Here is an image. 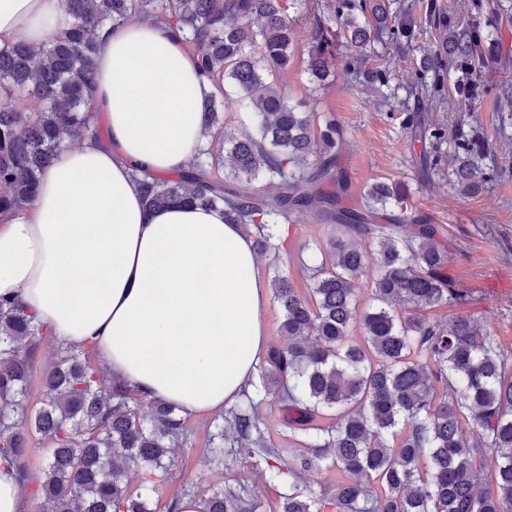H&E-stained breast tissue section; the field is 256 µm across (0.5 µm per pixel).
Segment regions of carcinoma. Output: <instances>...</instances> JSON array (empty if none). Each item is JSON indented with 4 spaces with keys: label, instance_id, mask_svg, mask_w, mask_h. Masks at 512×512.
Returning a JSON list of instances; mask_svg holds the SVG:
<instances>
[{
    "label": "carcinoma",
    "instance_id": "carcinoma-1",
    "mask_svg": "<svg viewBox=\"0 0 512 512\" xmlns=\"http://www.w3.org/2000/svg\"><path fill=\"white\" fill-rule=\"evenodd\" d=\"M306 0H65L71 29L35 49L0 51V217L30 205L41 173L57 152L86 136L105 141L94 95L93 63L99 30L132 17L182 33L185 51L216 91L204 101L206 142L175 178L147 174L141 197L150 209L174 203L224 207V217L253 238L256 252L280 259L282 227L303 224L308 213L342 232L307 267L302 293L275 273L274 301L286 341L271 346L257 378L228 411V428L212 437L213 462L229 468L228 449L245 448L252 467L288 484L280 512H512V354L473 316L451 321L419 312L461 302L466 291L448 278L447 255L436 228L408 213L404 184L376 181L363 202L344 203L347 185L337 168L343 134L325 112H301L277 83L296 55L289 16ZM394 0H327L311 8L305 73L314 88L332 82L336 41L350 47L346 68L368 84L387 83L389 69L369 66L378 40L402 52L410 28ZM504 14L477 11L454 21L432 4L426 21L439 48L420 62L409 84L423 108L443 94L466 112L486 92L482 73L501 51ZM456 77L445 87L444 74ZM42 103L38 112L26 101ZM247 102L254 129L225 131L224 111ZM411 133L434 150L433 165L448 162L460 190L478 195L492 173L478 165L488 143L461 135L446 153V132L412 122ZM266 179L260 193L237 183ZM383 217L380 224L375 218ZM373 304L357 313L358 280L370 267ZM360 320V342L348 340ZM48 327L16 299L0 296V401H24L39 340ZM89 346L60 347L44 372L41 406L20 426L0 410V466L32 482L31 494L52 512H152L131 488L130 466L143 482L167 474L173 450L190 440L187 419L172 403L148 399L93 364ZM276 404L288 446L267 443L261 405ZM49 445L38 484L23 464L30 438ZM492 454L487 469L475 456ZM336 470L319 494L298 486L307 473ZM198 512H260L245 486L211 488Z\"/></svg>",
    "mask_w": 512,
    "mask_h": 512
}]
</instances>
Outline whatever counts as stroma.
<instances>
[{
    "instance_id": "obj_1",
    "label": "stroma",
    "mask_w": 512,
    "mask_h": 512,
    "mask_svg": "<svg viewBox=\"0 0 512 512\" xmlns=\"http://www.w3.org/2000/svg\"><path fill=\"white\" fill-rule=\"evenodd\" d=\"M405 2L412 7L416 26L412 51L399 63L391 79L394 97L356 79L341 65L336 68L335 84L315 95L308 92L302 61H295L281 81L295 99L312 98L315 111L335 115L345 140L338 164L349 180V203H357L375 181H401L409 188V210L436 225L437 239L448 255V275L468 290L470 299L461 306L426 310V317L449 320L473 315L504 349L512 351V151L506 147L507 141L512 140V120L501 121L489 98L473 112L452 111L443 104L423 114L426 123L442 126L449 134L460 129L474 130L490 144L494 156L484 159L483 164H498L503 172L479 196L461 194L449 182L447 167L434 169L424 164L425 146L410 141L406 133L411 117L420 111L416 99L408 96L405 83L413 77L420 60L433 53L438 37L424 21L429 0ZM335 232L333 225L320 223L312 216L305 223L289 226L284 233L285 249L279 267L261 260V276L272 280L275 270L280 269L288 273L297 288H306L304 263ZM58 345L55 336H42L27 398L23 405L11 410L18 422H25L39 407L43 399L40 377L53 361ZM222 422L218 413L189 417L191 445L177 449L168 475L147 484L139 476H132V487L141 489L153 512H165L166 504L185 491L199 494L233 479L261 501L264 512H275L281 493L287 492L288 487L259 478L247 453H238L230 470H215L209 448L211 436Z\"/></svg>"
}]
</instances>
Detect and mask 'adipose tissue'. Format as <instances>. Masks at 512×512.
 <instances>
[{
	"mask_svg": "<svg viewBox=\"0 0 512 512\" xmlns=\"http://www.w3.org/2000/svg\"><path fill=\"white\" fill-rule=\"evenodd\" d=\"M63 0H0V50L71 28ZM92 104L106 142L59 151L36 197L0 221V295L64 343L189 416L231 406L267 349V289L253 241L222 208L149 210L133 164L184 169L203 144L214 91L180 32L131 20L103 27Z\"/></svg>",
	"mask_w": 512,
	"mask_h": 512,
	"instance_id": "adipose-tissue-1",
	"label": "adipose tissue"
}]
</instances>
